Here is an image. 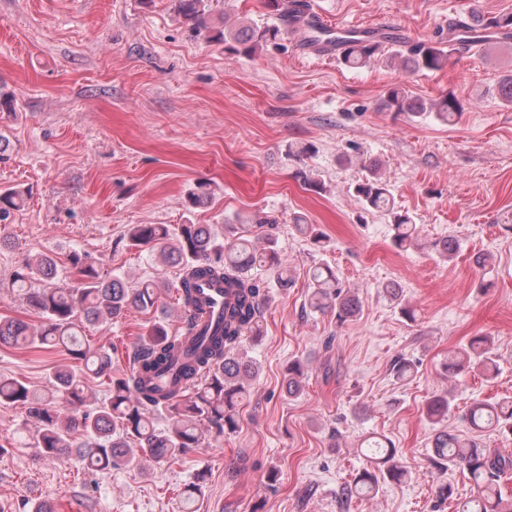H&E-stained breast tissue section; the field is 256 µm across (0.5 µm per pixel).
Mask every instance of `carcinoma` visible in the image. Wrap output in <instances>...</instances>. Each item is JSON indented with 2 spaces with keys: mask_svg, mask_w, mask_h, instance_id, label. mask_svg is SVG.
<instances>
[{
  "mask_svg": "<svg viewBox=\"0 0 512 512\" xmlns=\"http://www.w3.org/2000/svg\"><path fill=\"white\" fill-rule=\"evenodd\" d=\"M206 7L205 0H177L176 4L184 24L194 33L210 29ZM265 7L268 21L222 33L227 49L254 54L296 26L306 5L297 0H265ZM448 38L460 52L479 50L492 40L511 41L512 12L486 16L473 10L452 18ZM385 43L397 46L388 57L389 64L398 59L409 74L438 72L450 63L448 51L431 40L411 42L373 31L334 39L340 61L350 69L366 66L383 52ZM383 106L412 117L433 113L448 124L465 110L460 100L447 94L426 104L404 84L386 90ZM354 190L365 207L392 216L396 248L406 250L415 243L417 224L410 215L395 210L393 197L376 169ZM23 203L20 192H1L0 221ZM128 235L132 244L149 245L162 261L181 266L175 284L153 279L132 283L117 273L103 276L86 262V256L73 251L68 262L81 276L82 286L64 288L59 285L57 261L44 254L25 259L12 280V287L22 292L41 324L32 327L18 319H0V342L19 349L60 348L75 360L54 370L50 388L41 397L34 395L23 378L0 375V405L26 406V424L33 427L31 444L40 455L55 457L75 451L91 470L134 468L144 458L173 459L200 446L202 425L218 436L236 432L239 405L259 371L244 343L255 344L262 337L263 305L270 290L292 284L285 255L273 236L266 237V247L259 253L249 239L222 238L208 224H182L174 229L167 224H136ZM260 268L270 271L273 278L264 279ZM308 280L311 312L333 311L339 321L359 313L360 300L344 291L330 266L310 268ZM202 281L222 282L234 291L236 302L224 312L223 320L214 328L205 326L189 341L170 333L165 321H154L144 343L131 356L130 372L112 370V348L81 344L80 333L88 326L104 327L130 309L158 310L168 287L175 290L186 326H194L197 316L205 313L197 297ZM386 294L397 302L403 317L415 320L414 310L403 303L401 288L389 283ZM305 368L299 359L288 364V396L301 393ZM474 368L486 377L497 369L491 337L474 336L448 358V371L455 375ZM102 377L108 380V394L90 407L86 404L87 380ZM450 410L448 395L434 396L425 404L434 430L429 463L458 468L473 484L474 496L458 503L457 512H512V497L503 494V479L512 474V456L493 452L466 434L449 432L443 422ZM465 420L471 429L512 436V400L476 401ZM365 442L369 466L341 488L340 495L347 501L375 491L381 478L399 481L407 475L390 440L370 436Z\"/></svg>",
  "mask_w": 512,
  "mask_h": 512,
  "instance_id": "obj_1",
  "label": "carcinoma"
}]
</instances>
